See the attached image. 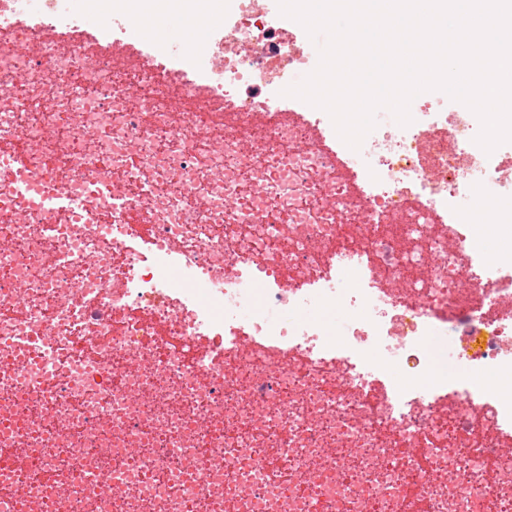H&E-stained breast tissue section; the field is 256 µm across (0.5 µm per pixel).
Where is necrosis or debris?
Listing matches in <instances>:
<instances>
[{
	"instance_id": "4bbe7bcc",
	"label": "necrosis or debris",
	"mask_w": 512,
	"mask_h": 512,
	"mask_svg": "<svg viewBox=\"0 0 512 512\" xmlns=\"http://www.w3.org/2000/svg\"><path fill=\"white\" fill-rule=\"evenodd\" d=\"M57 3L0 0V512H512V265L444 216L512 158L470 115L376 128L350 195L258 0L198 79ZM20 176L123 206L25 215ZM267 316L272 321H302L308 319H319L325 321L330 329H332L337 336H333L338 339L342 336L348 326V317L345 315L343 310L336 307V309H330L323 312H318L313 309H288L278 308L270 306L266 310Z\"/></svg>"
}]
</instances>
